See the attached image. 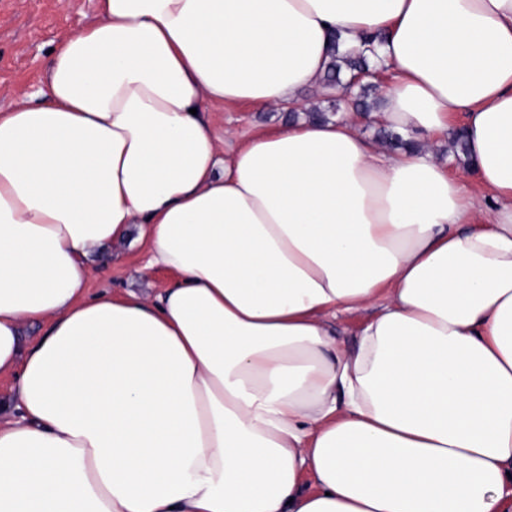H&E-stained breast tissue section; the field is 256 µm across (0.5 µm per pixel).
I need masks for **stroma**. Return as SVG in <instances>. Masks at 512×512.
I'll use <instances>...</instances> for the list:
<instances>
[{"label":"stroma","mask_w":512,"mask_h":512,"mask_svg":"<svg viewBox=\"0 0 512 512\" xmlns=\"http://www.w3.org/2000/svg\"><path fill=\"white\" fill-rule=\"evenodd\" d=\"M96 18V0H0V106L12 96L45 86L51 48L66 34L80 31ZM209 121L216 133L230 130L245 138L259 128L286 125V110L276 107H225L212 112ZM141 248L123 243L97 249L89 258L96 269L90 291L120 294L128 290H160L170 284L173 272L147 268Z\"/></svg>","instance_id":"stroma-1"}]
</instances>
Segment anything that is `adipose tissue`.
I'll return each instance as SVG.
<instances>
[{"label": "adipose tissue", "instance_id": "obj_1", "mask_svg": "<svg viewBox=\"0 0 512 512\" xmlns=\"http://www.w3.org/2000/svg\"><path fill=\"white\" fill-rule=\"evenodd\" d=\"M334 32L384 34L410 147L225 149L208 112L309 109ZM455 111L478 195L423 146ZM129 240L175 280L89 294ZM4 376L0 512H512V0H99L0 110ZM373 313L369 309L340 316L336 321V337L340 343L349 349H355L359 343L360 331Z\"/></svg>", "mask_w": 512, "mask_h": 512}]
</instances>
